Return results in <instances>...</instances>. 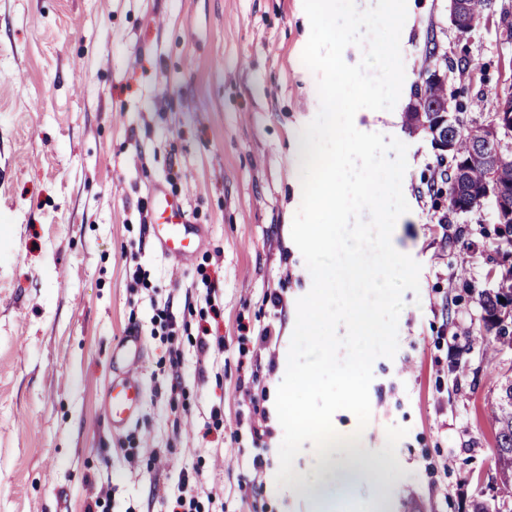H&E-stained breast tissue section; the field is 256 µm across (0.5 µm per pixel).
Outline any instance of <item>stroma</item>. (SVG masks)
<instances>
[{
	"instance_id": "1",
	"label": "stroma",
	"mask_w": 512,
	"mask_h": 512,
	"mask_svg": "<svg viewBox=\"0 0 512 512\" xmlns=\"http://www.w3.org/2000/svg\"><path fill=\"white\" fill-rule=\"evenodd\" d=\"M448 5L415 0L400 99L372 120L407 146L392 243L421 271L395 357L373 363L369 424L332 418L381 466L344 512H472L495 480L488 412L512 346L487 335L479 294L512 247L493 201L449 214L431 139L405 114L418 72L448 61L464 119L494 111L512 83V0L465 39ZM309 35L303 0H0V512H172L181 495L197 512L273 507L278 359L311 288L291 238L292 139L319 111ZM157 189L203 240L187 260L152 238ZM132 331L143 397L116 433L101 408Z\"/></svg>"
}]
</instances>
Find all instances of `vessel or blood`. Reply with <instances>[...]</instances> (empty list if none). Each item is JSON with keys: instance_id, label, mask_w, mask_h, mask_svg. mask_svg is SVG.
I'll list each match as a JSON object with an SVG mask.
<instances>
[{"instance_id": "b4317fda", "label": "vessel or blood", "mask_w": 512, "mask_h": 512, "mask_svg": "<svg viewBox=\"0 0 512 512\" xmlns=\"http://www.w3.org/2000/svg\"><path fill=\"white\" fill-rule=\"evenodd\" d=\"M152 224L158 245L166 254L188 258L202 243L190 231L180 200L164 194L152 200ZM143 343L140 336L131 334L113 348L112 360L119 365L118 379L103 404V416L112 429L127 427L135 418L142 388L136 368L143 358Z\"/></svg>"}]
</instances>
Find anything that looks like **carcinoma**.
I'll return each instance as SVG.
<instances>
[{"mask_svg":"<svg viewBox=\"0 0 512 512\" xmlns=\"http://www.w3.org/2000/svg\"><path fill=\"white\" fill-rule=\"evenodd\" d=\"M466 4L468 15L479 21L490 8L491 0H460ZM430 68L419 72L413 96L423 98L428 105L443 107L448 103L445 83L430 81ZM406 127L412 132L423 131L431 136L448 134L455 145L452 166L440 193L448 196V213L473 211L488 199L497 209L500 235L512 245V127L489 139L494 116L481 123H466L455 115L448 119V128L434 129L429 113L414 111L405 116ZM505 302H500V299ZM485 312L486 331L496 340L512 344V266L502 274L498 287L479 294ZM495 432V482L504 491L512 489V378L500 386L499 401L491 413Z\"/></svg>","mask_w":512,"mask_h":512,"instance_id":"obj_1","label":"carcinoma"}]
</instances>
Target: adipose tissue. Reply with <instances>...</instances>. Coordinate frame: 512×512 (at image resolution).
I'll return each mask as SVG.
<instances>
[{"instance_id":"ef3b65f1","label":"adipose tissue","mask_w":512,"mask_h":512,"mask_svg":"<svg viewBox=\"0 0 512 512\" xmlns=\"http://www.w3.org/2000/svg\"><path fill=\"white\" fill-rule=\"evenodd\" d=\"M314 476L291 473L288 464H281L268 480L267 490L273 498L293 495L305 502L308 512H336V492L363 480H378V473L369 468L363 451L336 452L322 445L316 454Z\"/></svg>"}]
</instances>
